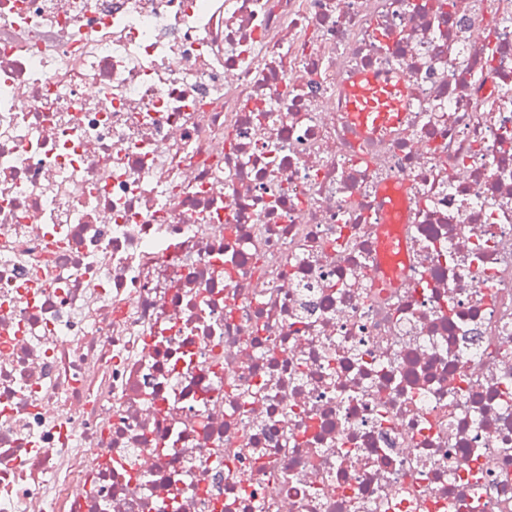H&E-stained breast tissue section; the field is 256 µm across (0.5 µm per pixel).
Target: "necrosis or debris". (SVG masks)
<instances>
[{
	"instance_id": "necrosis-or-debris-1",
	"label": "necrosis or debris",
	"mask_w": 512,
	"mask_h": 512,
	"mask_svg": "<svg viewBox=\"0 0 512 512\" xmlns=\"http://www.w3.org/2000/svg\"><path fill=\"white\" fill-rule=\"evenodd\" d=\"M0 512H512V0H0ZM406 92L399 75L361 74L347 89L346 110L363 132L394 129L403 119ZM384 194L385 197L388 198V201L383 206L381 221V224H383V234L381 235L380 244L385 252L394 253L395 250H399V252H401V237L394 232L393 224H395L398 219L397 200L404 194V183L401 181L393 183L385 190Z\"/></svg>"
}]
</instances>
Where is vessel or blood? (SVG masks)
<instances>
[{
	"label": "vessel or blood",
	"mask_w": 512,
	"mask_h": 512,
	"mask_svg": "<svg viewBox=\"0 0 512 512\" xmlns=\"http://www.w3.org/2000/svg\"><path fill=\"white\" fill-rule=\"evenodd\" d=\"M406 92L400 76L382 78L361 74L346 93V110L353 124L361 131L375 133L397 127L403 119ZM404 193L403 182H395L385 191L380 244L385 252L401 249L394 231L398 219L397 200Z\"/></svg>",
	"instance_id": "1"
}]
</instances>
